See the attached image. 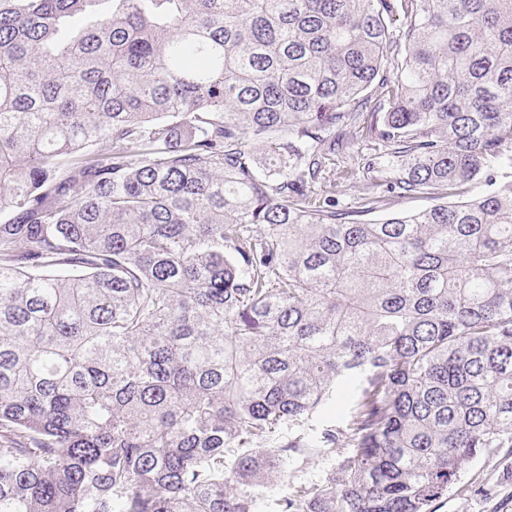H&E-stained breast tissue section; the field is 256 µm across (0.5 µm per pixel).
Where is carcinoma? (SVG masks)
Returning <instances> with one entry per match:
<instances>
[{
    "instance_id": "carcinoma-1",
    "label": "carcinoma",
    "mask_w": 512,
    "mask_h": 512,
    "mask_svg": "<svg viewBox=\"0 0 512 512\" xmlns=\"http://www.w3.org/2000/svg\"><path fill=\"white\" fill-rule=\"evenodd\" d=\"M511 172L512 0H0V512H427L512 455ZM352 400L353 396L350 391L347 390L339 392L328 405L313 416L304 428L307 431H309L307 429L308 427L319 431L326 426L342 425ZM325 459L317 456L310 458L304 470V476V473H294L293 467L290 466L288 468V479L284 478L278 480L273 485L268 486L260 492L262 500L260 501L258 510L261 512H274L277 509L278 500L288 494L289 487L295 486L300 477L304 478L306 476L319 475L328 469L329 464Z\"/></svg>"
}]
</instances>
